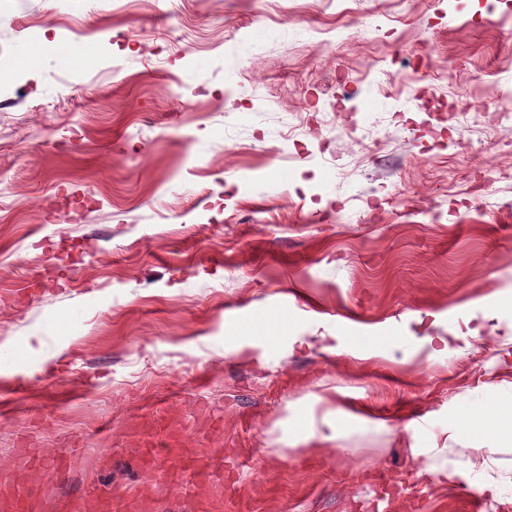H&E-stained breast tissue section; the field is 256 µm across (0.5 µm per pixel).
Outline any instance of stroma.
Here are the masks:
<instances>
[{"instance_id": "1", "label": "stroma", "mask_w": 512, "mask_h": 512, "mask_svg": "<svg viewBox=\"0 0 512 512\" xmlns=\"http://www.w3.org/2000/svg\"><path fill=\"white\" fill-rule=\"evenodd\" d=\"M72 3L0 8V512H512L398 438L512 402V0ZM344 421H354L365 427L370 425L377 427L383 423L377 418L372 409L365 406L356 407L352 403L345 402L334 411L324 415L318 425L313 420L308 422L295 421L293 426L289 428L287 443L293 446L311 442L323 446L328 443L334 444L339 438L341 422Z\"/></svg>"}]
</instances>
